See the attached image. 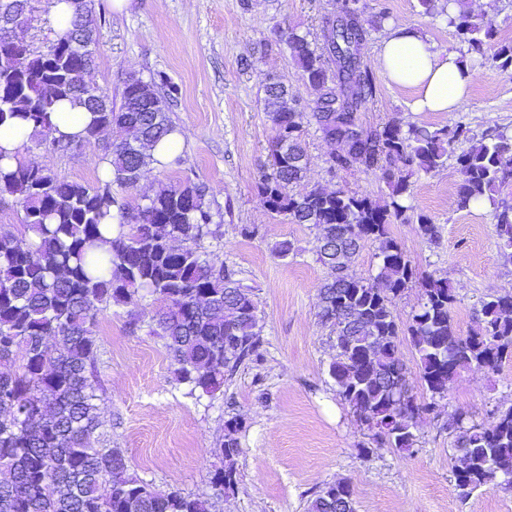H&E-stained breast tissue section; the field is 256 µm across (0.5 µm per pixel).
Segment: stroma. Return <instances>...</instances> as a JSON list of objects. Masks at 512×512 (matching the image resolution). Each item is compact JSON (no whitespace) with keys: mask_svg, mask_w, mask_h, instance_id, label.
<instances>
[{"mask_svg":"<svg viewBox=\"0 0 512 512\" xmlns=\"http://www.w3.org/2000/svg\"><path fill=\"white\" fill-rule=\"evenodd\" d=\"M336 0H132L118 14L111 0H94L99 25L96 64L89 82L121 103L122 80L133 73H162L180 95L170 118L184 137L182 163L151 171L129 192L138 202L148 191L190 179L204 183L220 237L205 238L208 259L237 270L258 300L263 343L257 358L224 380L215 396L189 394L174 375L162 341L147 330L129 332L127 310L107 306L97 314L94 336L103 393L95 447L122 449L129 471L161 493L211 494L222 460L224 423L237 419L240 452L237 485L216 512H305L324 485L347 481L356 512H512V494L485 487L460 501L452 477L449 418L466 413L493 425L497 411L512 406V369L462 370L434 410L415 418L410 450L377 445L363 421L337 393L329 375L336 355L328 327L318 319V288L328 275L317 254V231L273 216L259 202L257 181L269 161L274 135L263 110L270 77L291 88L300 107L310 92L286 48L288 32L318 37ZM371 37L364 57L377 86L362 106L365 127L388 119L401 125L440 127L454 119L481 131L512 127V75L491 62L470 61L472 79L453 113L413 112L411 90L393 84L378 60L391 24L419 29L437 48L459 51L447 16L425 12L420 0H362ZM108 141L81 142L64 151L32 156L58 178L96 184ZM308 166L303 187L345 188L387 203L390 190L354 167L327 171L331 145L316 128L306 135ZM411 202L438 225L435 241L413 224H394L418 275L448 280L457 302L458 335L475 328L482 298L512 295V265L504 264L492 204L457 206L460 175L455 161L411 179ZM288 241V256L274 254Z\"/></svg>","mask_w":512,"mask_h":512,"instance_id":"1","label":"stroma"}]
</instances>
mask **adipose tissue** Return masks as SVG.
Instances as JSON below:
<instances>
[{"label": "adipose tissue", "instance_id": "adipose-tissue-1", "mask_svg": "<svg viewBox=\"0 0 512 512\" xmlns=\"http://www.w3.org/2000/svg\"><path fill=\"white\" fill-rule=\"evenodd\" d=\"M379 62L392 82L413 90L414 112L454 111L471 80L467 62L437 50L419 30L406 25L390 27Z\"/></svg>", "mask_w": 512, "mask_h": 512}]
</instances>
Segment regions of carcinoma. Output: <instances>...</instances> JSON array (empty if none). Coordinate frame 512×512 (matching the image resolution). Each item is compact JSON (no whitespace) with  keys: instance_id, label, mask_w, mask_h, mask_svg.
Here are the masks:
<instances>
[{"instance_id":"obj_1","label":"carcinoma","mask_w":512,"mask_h":512,"mask_svg":"<svg viewBox=\"0 0 512 512\" xmlns=\"http://www.w3.org/2000/svg\"><path fill=\"white\" fill-rule=\"evenodd\" d=\"M28 0H16L18 22L10 41L0 40V124L19 117L32 123L38 146L74 145L54 135L50 114L69 101L94 113L85 140L105 129H134V143L112 144V176L91 187L63 180L35 159L13 169L1 164L0 197L11 196L23 211L24 234L0 236V512H211L206 497L172 491L159 494L129 473L120 448H93L99 426L98 348L93 333L100 304L129 308L128 327L148 324L176 365V381L213 396L224 374L252 359L261 343L258 301L227 266H216L199 249L213 236L207 187L190 180L160 189L130 204L114 192L137 187L151 149L175 130L169 105L179 88L165 77L123 79L122 103H94L83 89L95 63L93 47L78 46V34L97 32L89 0H72L74 15L52 40L38 48L28 40ZM356 0H339L336 13L322 21L320 39L291 32L287 46L311 91L310 111L289 102L288 87L272 78L263 110L272 122L270 170L258 184L261 205L291 224H307L320 233L319 261L331 271L319 288L321 323L335 333L336 360L330 375L338 394L371 432L391 448L408 449L416 441L412 420L420 410L399 357L407 335L419 355L420 378L431 399L442 398L461 369L476 365L493 372L512 363V295L481 301L476 328L456 333L451 309L456 302L448 281L417 278L390 225L413 222L422 238L433 241L439 227L415 211L409 178L430 174L455 158L461 176L458 207L468 208L512 185V133L505 127L475 132L457 121L442 127L388 121L367 129L359 112L375 96L371 69L360 48L370 29L357 14ZM466 53L493 62L512 74V42L495 39L491 16L465 10L448 15ZM315 125L336 144L329 170L355 165L377 174L391 190L380 205L366 195L319 186L294 191L304 177L307 128ZM468 147L458 150V145ZM117 220L112 227L105 220ZM494 220L503 262L512 263V201L498 200ZM376 245V287L349 273L361 245ZM419 284L418 309L402 328L394 302ZM161 304L150 321L146 297ZM239 423L227 421L222 443L224 466L211 477L214 495L237 484ZM454 449L467 457L453 473L465 499L494 485L512 492V406L484 428L463 414L452 417ZM307 512H355L353 493L344 482L316 492Z\"/></svg>"}]
</instances>
